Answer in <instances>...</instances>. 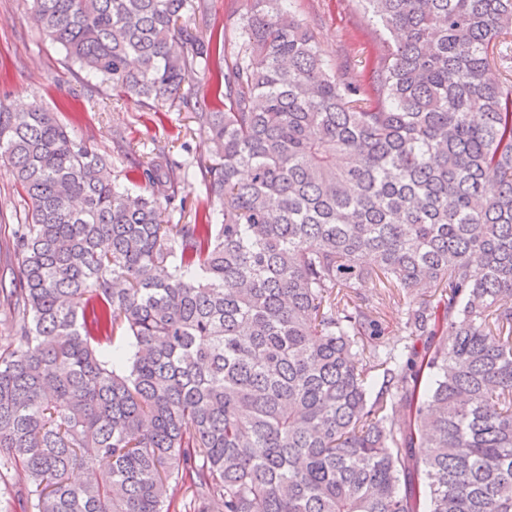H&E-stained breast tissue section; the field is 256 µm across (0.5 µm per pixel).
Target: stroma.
Segmentation results:
<instances>
[{
  "label": "stroma",
  "mask_w": 512,
  "mask_h": 512,
  "mask_svg": "<svg viewBox=\"0 0 512 512\" xmlns=\"http://www.w3.org/2000/svg\"><path fill=\"white\" fill-rule=\"evenodd\" d=\"M292 2L296 19L313 33L330 63L352 62L357 71H366L385 43L381 27L359 0ZM251 7L252 0H187L182 22L205 40L217 29L239 25ZM0 101L14 110L37 104L57 112L78 138L111 155L112 173L121 184L160 145L179 163L211 157L212 147L193 111L152 109L87 76L38 30L28 0H0ZM30 210L11 168L0 162V271L16 265L12 238L18 225L27 223Z\"/></svg>",
  "instance_id": "35a3bbf8"
}]
</instances>
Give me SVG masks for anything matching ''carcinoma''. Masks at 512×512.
<instances>
[{"mask_svg":"<svg viewBox=\"0 0 512 512\" xmlns=\"http://www.w3.org/2000/svg\"><path fill=\"white\" fill-rule=\"evenodd\" d=\"M30 2L72 63L195 110L214 147L206 206L163 224L192 177L165 148L122 190L56 113L0 102L31 201L0 466L36 512H512V0H359L392 36L365 77L253 0L213 108L185 0ZM384 319L386 326V335L384 336L387 346L400 348L402 340L405 339V333L402 332V318L400 312L395 307L384 310Z\"/></svg>","mask_w":512,"mask_h":512,"instance_id":"1","label":"carcinoma"}]
</instances>
